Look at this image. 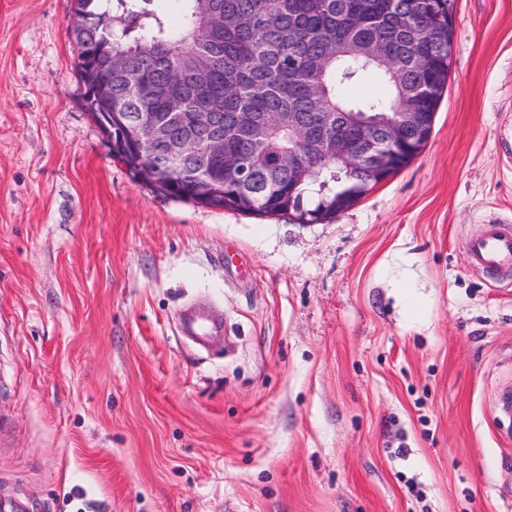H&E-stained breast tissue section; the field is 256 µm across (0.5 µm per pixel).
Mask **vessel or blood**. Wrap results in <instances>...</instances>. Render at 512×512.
<instances>
[{"label":"vessel or blood","mask_w":512,"mask_h":512,"mask_svg":"<svg viewBox=\"0 0 512 512\" xmlns=\"http://www.w3.org/2000/svg\"><path fill=\"white\" fill-rule=\"evenodd\" d=\"M466 262L470 269L495 276L512 278V225L490 221L465 242ZM178 332L205 344L223 335L222 318L205 310L180 309L177 315Z\"/></svg>","instance_id":"1"}]
</instances>
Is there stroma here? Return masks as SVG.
<instances>
[{"label": "stroma", "mask_w": 512, "mask_h": 512, "mask_svg": "<svg viewBox=\"0 0 512 512\" xmlns=\"http://www.w3.org/2000/svg\"><path fill=\"white\" fill-rule=\"evenodd\" d=\"M75 0H0V489L36 512H512V0H454L404 170L328 223L153 193L83 108ZM206 298L228 334L182 341ZM470 269L512 278V225L488 221L465 242Z\"/></svg>", "instance_id": "1"}]
</instances>
